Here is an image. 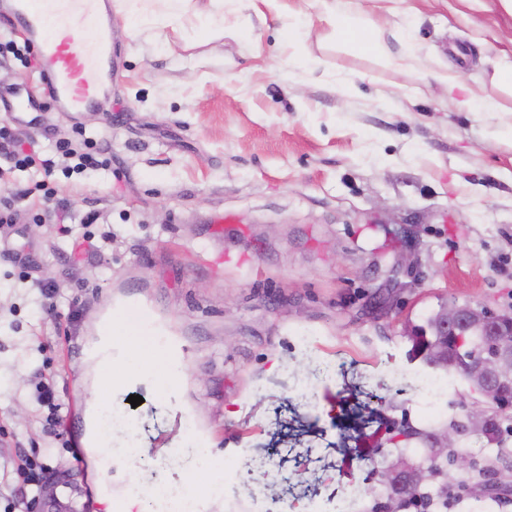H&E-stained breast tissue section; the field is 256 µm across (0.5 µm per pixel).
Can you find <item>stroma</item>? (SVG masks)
Wrapping results in <instances>:
<instances>
[{"instance_id":"35a3bbf8","label":"stroma","mask_w":512,"mask_h":512,"mask_svg":"<svg viewBox=\"0 0 512 512\" xmlns=\"http://www.w3.org/2000/svg\"><path fill=\"white\" fill-rule=\"evenodd\" d=\"M295 3L261 15L240 4L248 39L205 35L227 0H191L178 35L131 34L113 11L110 103L36 125L0 108V127L41 150L79 125L112 160L108 173L55 171L59 202L40 221L21 203L0 222V512H97L85 348L106 312L148 320L161 341L145 351L164 353L178 385L164 391L147 370L118 387L112 405L150 453L115 457L113 486L179 481L199 446L224 461L225 493L204 512H335L351 487L375 488L388 419L427 424L419 395L390 391L410 365L405 322L442 300L512 309V142L414 74L342 52L317 19L296 66L280 37ZM392 23L409 27L420 70L454 67L512 107L497 83L512 59L500 0H399ZM62 204L73 222L94 215L111 245L73 255L55 231ZM404 253L417 264L396 289ZM26 266L53 284L55 315L20 281ZM274 448L299 462L269 465ZM28 457L41 469L22 472ZM286 476L315 494L277 498Z\"/></svg>"}]
</instances>
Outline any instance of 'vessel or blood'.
Listing matches in <instances>:
<instances>
[{
  "label": "vessel or blood",
  "instance_id": "vessel-or-blood-1",
  "mask_svg": "<svg viewBox=\"0 0 512 512\" xmlns=\"http://www.w3.org/2000/svg\"><path fill=\"white\" fill-rule=\"evenodd\" d=\"M1 19L20 30L40 56V90L0 91L11 109L22 115L50 107L83 112L110 97L112 0H5ZM75 21L90 31V39L72 37Z\"/></svg>",
  "mask_w": 512,
  "mask_h": 512
}]
</instances>
